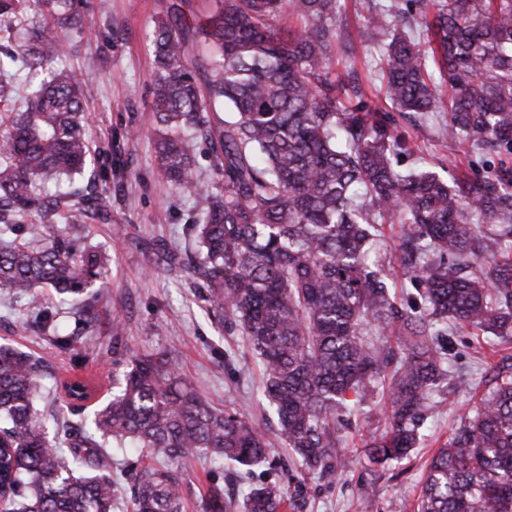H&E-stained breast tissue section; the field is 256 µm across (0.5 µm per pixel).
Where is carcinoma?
Instances as JSON below:
<instances>
[{"mask_svg": "<svg viewBox=\"0 0 512 512\" xmlns=\"http://www.w3.org/2000/svg\"><path fill=\"white\" fill-rule=\"evenodd\" d=\"M82 0H0L4 60L36 75L71 49ZM344 0H210L193 23L170 5L152 34L158 77L150 111L160 174L198 204L188 230L197 254L182 261L208 311L238 325L267 367L262 397L274 435L300 463L294 492L258 480L240 502L226 489L208 512H300L307 482L330 478L340 447L336 418L353 415L388 382L381 421L356 449L386 468L404 460L437 410L448 376L452 327L512 335V0H395L367 10L366 49L376 52L385 98L398 112L448 113L443 135L493 158L491 171L403 169V149L379 109L336 71L354 46L338 19ZM297 20L280 30L282 12ZM28 30L23 42L17 29ZM438 66L443 97L429 71ZM78 75L62 69L22 99L0 86V293L14 300L48 288L81 301L94 321L106 259L75 242L86 224L110 220L98 191L47 190L96 176ZM347 98L342 102L341 98ZM235 120L219 116L224 108ZM209 145L216 180L200 181L188 140ZM480 216L501 223L499 256L479 265ZM402 225L403 260L416 294L396 306L370 260L383 225ZM45 309L37 323L55 328ZM397 332L396 346L381 340ZM39 362L0 345V484L9 512H112L130 486L134 512H184L192 463L211 455L243 480L268 464V429L236 408L203 400L169 362L132 354L112 400L85 423L50 435L36 408ZM485 391L430 458L417 512H512V357L487 365ZM147 448L153 462L112 475V449Z\"/></svg>", "mask_w": 512, "mask_h": 512, "instance_id": "cac0c4a2", "label": "carcinoma"}]
</instances>
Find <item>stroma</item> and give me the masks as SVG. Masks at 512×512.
<instances>
[{"label": "stroma", "mask_w": 512, "mask_h": 512, "mask_svg": "<svg viewBox=\"0 0 512 512\" xmlns=\"http://www.w3.org/2000/svg\"><path fill=\"white\" fill-rule=\"evenodd\" d=\"M172 0H111L106 15H91L87 27L71 33L72 51L62 64L80 70L90 94L86 101L87 133L102 162L112 165L105 190L111 221L87 225L85 244L109 257L108 273L99 290L94 327L66 349L53 342L51 330L26 326L33 304L10 306L0 297V343L11 344L38 359L41 367L39 410L61 411L67 400L64 382L82 381L94 394L84 414L112 398L113 380L121 375L115 360L128 352L164 355L214 405L234 404L249 419L262 422L267 414L257 395L265 377L263 362L253 355L238 326L208 315L199 288L165 254L193 253L187 233L196 212L193 200L177 197L162 179L155 158L151 88L156 70L151 43L154 21ZM355 0H347L342 24L357 50L355 67L366 79L369 99L379 97V82L370 81L374 67L363 52L366 22ZM388 122L404 139L400 167L424 166L445 181L460 172L484 174L479 157L464 153L440 138L444 113H431L410 123L402 113L387 112ZM401 227L388 224L381 240L394 295L408 293L412 282L401 263ZM448 382L437 399L444 412L428 420L424 439L399 464L374 472L368 460L337 470L335 477L312 480L304 512H413L425 468L439 441L447 440L451 424L471 398L492 353L512 355V342L489 343L465 331L450 333ZM232 485L244 497L249 485L230 482L223 459L212 456L194 462L184 491L187 512H204L210 489Z\"/></svg>", "instance_id": "obj_1"}]
</instances>
